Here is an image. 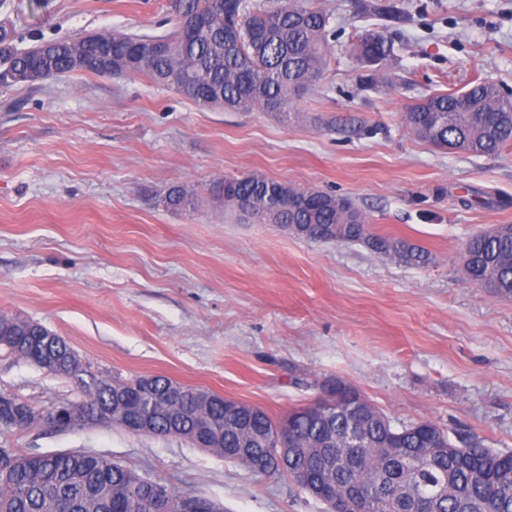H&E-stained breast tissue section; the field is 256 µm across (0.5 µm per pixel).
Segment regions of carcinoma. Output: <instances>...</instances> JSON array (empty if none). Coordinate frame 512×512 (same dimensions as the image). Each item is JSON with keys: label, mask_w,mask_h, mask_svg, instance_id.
Returning a JSON list of instances; mask_svg holds the SVG:
<instances>
[{"label": "carcinoma", "mask_w": 512, "mask_h": 512, "mask_svg": "<svg viewBox=\"0 0 512 512\" xmlns=\"http://www.w3.org/2000/svg\"><path fill=\"white\" fill-rule=\"evenodd\" d=\"M176 30L163 37L165 52L144 64L123 62L127 51L151 37L114 31L93 39L59 37L17 47L15 31L0 25V86L35 84L74 72L98 76L142 75L171 87L185 99L205 108L258 109L285 119L295 100L317 86L327 65L326 39L330 16L296 0H272V6L246 0H169ZM353 53L367 73L362 83L375 87L376 66L393 54L392 42L381 33L366 31ZM405 124L418 138L438 147L457 145L475 155H494L512 144V100L497 85L475 79L463 91L436 93L413 104ZM234 192L224 206L238 215L275 224H303L314 234L328 228L330 239L354 242L367 237V248L410 266L425 267L431 254L405 238L370 232L363 214L347 199L311 190L306 207L285 209L268 216L266 198L275 190H296L266 177L231 178ZM173 208L195 203L182 185L170 188ZM465 278L490 280L496 292L512 297V224H498L463 244ZM0 331L13 337L32 362L47 354H65L71 347L60 337L43 334L40 323L0 314ZM87 399L72 404L77 415L104 410L112 394L123 393L132 403L150 400L151 389L171 384L156 375L143 378L91 375ZM200 389L182 386L181 399L155 407V435L171 428L191 444L206 447V435L223 438L210 451L253 470V458L267 461L262 476H287L297 485L320 482L340 499L348 486L359 484L367 496L358 512H512V477L497 480L512 451H496L473 436L453 442L431 421L386 428L379 419L363 427L357 448L348 443L361 397L343 388L339 404L323 408L325 400L292 409L282 420L262 408L209 392L198 407ZM50 409L37 410L12 397L0 396V427L17 420L30 424ZM285 430L295 456L288 466L276 459L274 437ZM195 500L220 512L210 500L161 482L150 488L138 473L92 452L66 454L22 453L0 448V512H182Z\"/></svg>", "instance_id": "obj_1"}]
</instances>
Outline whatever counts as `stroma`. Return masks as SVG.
Returning a JSON list of instances; mask_svg holds the SVG:
<instances>
[{"label": "stroma", "instance_id": "obj_1", "mask_svg": "<svg viewBox=\"0 0 512 512\" xmlns=\"http://www.w3.org/2000/svg\"><path fill=\"white\" fill-rule=\"evenodd\" d=\"M330 15L319 86L299 118L200 107L143 76L72 73L0 88V312L61 336L94 373L163 375L277 419L342 386L393 424L429 420L512 450V298L466 280L463 244L512 224V146L446 150L409 106L482 78L512 96V0H307ZM35 40L169 35L168 0H0ZM384 32L402 93L362 90L351 44ZM254 173L347 198L373 231L426 247L408 267L359 243H314L211 202ZM174 185L194 208L168 207ZM479 189L493 207L463 206ZM0 395L41 409L83 400L67 378L0 349ZM0 448L84 450L214 500L224 512H323L180 437L116 426L0 430Z\"/></svg>", "mask_w": 512, "mask_h": 512}]
</instances>
